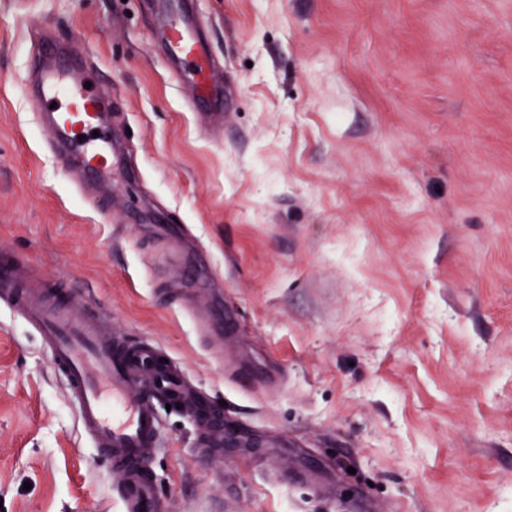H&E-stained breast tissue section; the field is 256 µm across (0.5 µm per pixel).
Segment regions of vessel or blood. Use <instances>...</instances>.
I'll list each match as a JSON object with an SVG mask.
<instances>
[{
	"label": "vessel or blood",
	"instance_id": "vessel-or-blood-1",
	"mask_svg": "<svg viewBox=\"0 0 512 512\" xmlns=\"http://www.w3.org/2000/svg\"><path fill=\"white\" fill-rule=\"evenodd\" d=\"M157 24L169 61L188 65L196 97L208 102L211 114L222 113L226 98L189 0H158ZM71 52L68 46H44L30 100L36 111L47 114L51 143L67 165L108 180L120 161L112 129L103 122L112 109V94L101 87L95 70L78 66ZM0 301L41 337L76 406L82 436L123 471L121 512H150L154 500L144 465L163 445L156 396L172 403L193 398L214 422L199 437V447H223L224 414L212 407L208 395L192 391L175 362L167 361L153 342H128L106 318L69 300L63 279L20 283L13 258L0 254Z\"/></svg>",
	"mask_w": 512,
	"mask_h": 512
}]
</instances>
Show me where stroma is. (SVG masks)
<instances>
[{
	"mask_svg": "<svg viewBox=\"0 0 512 512\" xmlns=\"http://www.w3.org/2000/svg\"><path fill=\"white\" fill-rule=\"evenodd\" d=\"M148 2L0 0V252L261 440L162 411L155 512H512V0H194L213 130ZM40 31L111 90L136 183L49 149ZM120 486L0 302V512H119Z\"/></svg>",
	"mask_w": 512,
	"mask_h": 512,
	"instance_id": "obj_1",
	"label": "stroma"
}]
</instances>
